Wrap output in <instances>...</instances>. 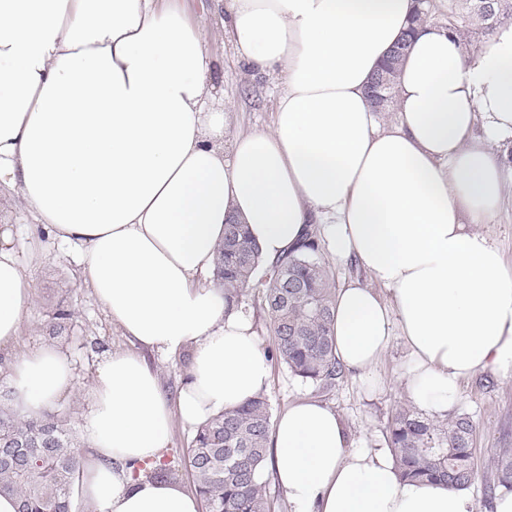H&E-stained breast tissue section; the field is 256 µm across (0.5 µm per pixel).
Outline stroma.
Segmentation results:
<instances>
[{
	"mask_svg": "<svg viewBox=\"0 0 512 512\" xmlns=\"http://www.w3.org/2000/svg\"><path fill=\"white\" fill-rule=\"evenodd\" d=\"M191 21L207 30V49L212 58L211 93L215 107L223 108L227 138L273 126L279 78L256 70L240 58L224 25V0H180ZM9 226L21 247L23 269L34 285L33 299L22 325L20 341L12 353L0 352V362L20 356L42 344H52L68 354L75 370V389L59 404L73 428H80L94 383L97 364L105 352L137 350L122 329L112 323L87 288L75 248L61 244L36 228L17 191L0 190V227ZM474 232L489 236L512 266V182L504 189L501 210L492 223L477 224ZM71 311L66 331L54 336L50 324L57 308ZM142 358L158 374L166 393H175L187 369L190 352L171 355L142 351ZM406 348L394 339L374 370L372 381L354 374L329 391L316 389L295 379L288 370L273 365L266 390L272 413L303 399H315L332 407L341 419L352 446L385 447L386 427L395 411L411 406L401 378ZM454 414L468 413L476 424L473 437L475 480L471 490L476 512H492L484 487L493 479V458L501 448H512V377L490 373L464 384Z\"/></svg>",
	"mask_w": 512,
	"mask_h": 512,
	"instance_id": "stroma-1",
	"label": "stroma"
}]
</instances>
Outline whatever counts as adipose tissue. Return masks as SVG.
<instances>
[{
	"mask_svg": "<svg viewBox=\"0 0 512 512\" xmlns=\"http://www.w3.org/2000/svg\"><path fill=\"white\" fill-rule=\"evenodd\" d=\"M240 57L279 74L273 128L224 145L210 107L207 33L160 0H0V186L79 250L85 283L140 347L189 348L175 395L138 355L105 353L89 392L77 487L92 512H201L147 479L173 420L193 426L264 391L271 364L213 272L224 226L246 224L266 260L317 224L370 284L336 294V355L366 377L400 337L412 402L441 415L465 380L512 376V267L472 232L502 202L512 143V24L474 57L425 25L398 78L395 122L366 95L414 0H225ZM386 287L392 304L377 292ZM33 297L0 229V351ZM20 415L75 387L42 345L9 363ZM273 476L293 512H476L467 488L400 480L390 453L352 448L336 412L298 401L273 422Z\"/></svg>",
	"mask_w": 512,
	"mask_h": 512,
	"instance_id": "obj_1",
	"label": "adipose tissue"
}]
</instances>
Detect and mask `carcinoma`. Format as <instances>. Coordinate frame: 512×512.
Instances as JSON below:
<instances>
[{"label":"carcinoma","mask_w":512,"mask_h":512,"mask_svg":"<svg viewBox=\"0 0 512 512\" xmlns=\"http://www.w3.org/2000/svg\"><path fill=\"white\" fill-rule=\"evenodd\" d=\"M455 2L446 26L463 42L476 35L488 39L512 20V0ZM429 16L418 3L406 35L381 65L379 72L387 75L383 98L368 90L375 111H391L410 41ZM318 249L311 229L296 248L269 266L268 278L257 283L258 245L246 225L226 224L215 277L230 307L241 304L248 290H258L272 332L271 359L301 382L330 390L345 370L335 354V288L317 258ZM271 426V406L261 392L196 427L188 462L205 512H276L267 481L260 479ZM474 431L465 413L440 425L412 408H401L389 422L387 443L401 477L457 489L471 486L475 477ZM493 464V481L484 490L488 502L498 489L512 490V448L499 449ZM81 466L78 442L64 417L56 412L21 416L11 404L10 391L0 389V494L18 496L19 512H75ZM146 474L172 483L179 477L176 466L163 460Z\"/></svg>","instance_id":"cac0c4a2"}]
</instances>
